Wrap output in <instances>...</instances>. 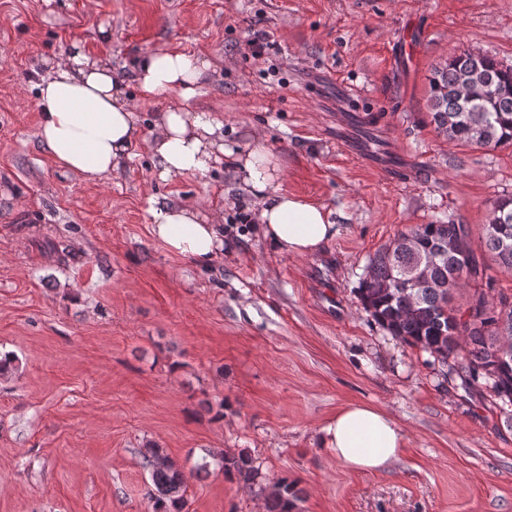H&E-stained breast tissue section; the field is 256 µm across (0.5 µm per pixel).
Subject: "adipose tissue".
I'll use <instances>...</instances> for the list:
<instances>
[{
	"instance_id": "ef3b65f1",
	"label": "adipose tissue",
	"mask_w": 512,
	"mask_h": 512,
	"mask_svg": "<svg viewBox=\"0 0 512 512\" xmlns=\"http://www.w3.org/2000/svg\"><path fill=\"white\" fill-rule=\"evenodd\" d=\"M209 67L196 54L159 49L137 58L131 69L113 67L108 55L74 42L38 71L39 142L54 163L89 182H101L140 149H148L160 179L202 175L225 154L224 123L187 107ZM135 83L151 100L178 92L180 104L155 115L143 133L139 109L126 94ZM234 171L254 198L252 222L280 253L313 256L335 235L323 206L289 192L263 144L240 153ZM151 234L172 254L202 265L224 253V210L211 204L183 205L152 199ZM406 433L382 409L350 403L320 430V445L355 472H378L398 458Z\"/></svg>"
}]
</instances>
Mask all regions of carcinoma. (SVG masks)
I'll return each instance as SVG.
<instances>
[{"instance_id":"carcinoma-1","label":"carcinoma","mask_w":512,"mask_h":512,"mask_svg":"<svg viewBox=\"0 0 512 512\" xmlns=\"http://www.w3.org/2000/svg\"><path fill=\"white\" fill-rule=\"evenodd\" d=\"M484 87L473 96L465 84ZM431 122L452 141L481 148H512V68L495 58L456 50L429 80ZM486 253L512 273V197L498 200L482 226ZM428 267V278L408 285L417 269ZM484 258L472 248L470 225L450 219L446 224H416L400 233L369 261L358 293L364 309L391 335L429 352L455 373L462 384L481 387L494 397L497 408L512 403V353L500 354L503 338L512 339V300H494L481 289L468 301L451 305L466 283L483 278ZM151 486L148 512H183L186 506L181 469L160 448L145 455ZM237 474L250 489L257 472L246 458L211 455V464ZM297 491L288 483L266 500L267 512H294Z\"/></svg>"}]
</instances>
